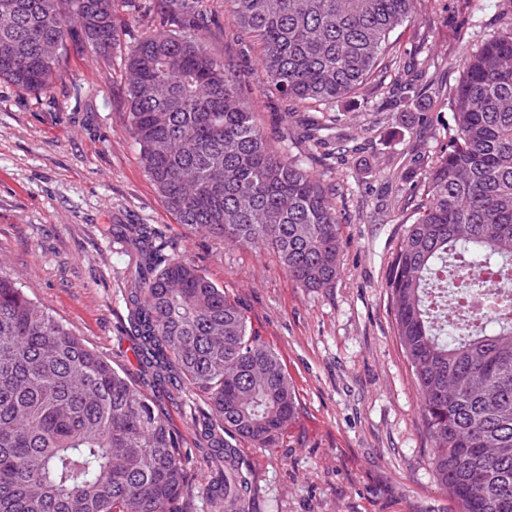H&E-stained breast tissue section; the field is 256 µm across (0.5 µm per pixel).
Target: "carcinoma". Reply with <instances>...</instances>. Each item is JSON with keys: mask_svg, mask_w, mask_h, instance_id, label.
Segmentation results:
<instances>
[{"mask_svg": "<svg viewBox=\"0 0 512 512\" xmlns=\"http://www.w3.org/2000/svg\"><path fill=\"white\" fill-rule=\"evenodd\" d=\"M132 0H0V80L34 94L60 79L70 19L94 50L121 48ZM195 32L145 34L121 64L127 126L178 223L224 244L275 253L301 288L333 287L343 242L336 192L274 147L237 76L196 29L214 0H165ZM418 0H225L258 40L281 97L327 106L385 60ZM410 100L425 71L393 56ZM454 135L437 156L385 288L432 441L431 473L457 512H512V10L460 56ZM129 245L123 300L154 379L199 392V436L219 473L211 512H249L252 485L230 434L271 447L298 414L278 355L237 302L165 253L145 224H114ZM191 449L150 394L0 275V512H183Z\"/></svg>", "mask_w": 512, "mask_h": 512, "instance_id": "obj_1", "label": "carcinoma"}]
</instances>
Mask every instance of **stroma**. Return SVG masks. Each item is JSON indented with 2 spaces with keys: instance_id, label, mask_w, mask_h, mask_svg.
<instances>
[{
  "instance_id": "obj_1",
  "label": "stroma",
  "mask_w": 512,
  "mask_h": 512,
  "mask_svg": "<svg viewBox=\"0 0 512 512\" xmlns=\"http://www.w3.org/2000/svg\"><path fill=\"white\" fill-rule=\"evenodd\" d=\"M116 14L122 46L159 29L163 0H136ZM415 17L391 35L392 52L424 68L426 80L405 105L394 73L329 104L361 150L336 162L308 153L297 138L295 108L265 90L259 46L240 36L224 0L203 30L210 51L234 65L243 99L276 147L335 184L343 257L333 287H298L267 251L223 244L178 224L139 162L126 127L127 95L118 61L68 39L61 78L36 96L0 81V273L9 275L57 320L114 366L152 389L188 447L206 401L159 384L137 358L122 297L123 247L112 224H144L168 254L192 260L236 300L253 334L281 359L298 415L273 447L239 440V466L252 481V512H456L430 470L431 441L396 335L385 284L411 211L409 188L424 170L408 164L420 145L436 157L453 124L450 103L464 46L501 28L502 0H483L469 18L466 0H418Z\"/></svg>"
}]
</instances>
